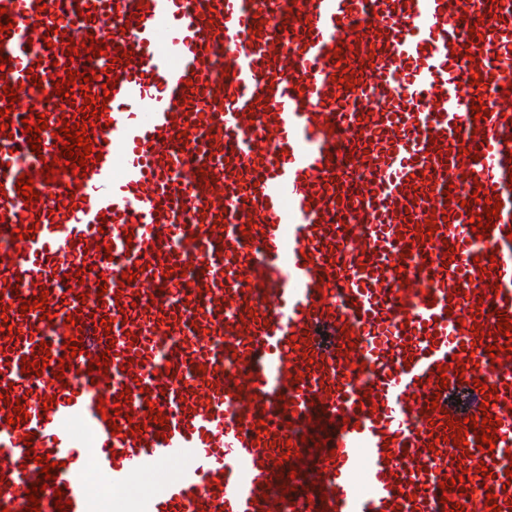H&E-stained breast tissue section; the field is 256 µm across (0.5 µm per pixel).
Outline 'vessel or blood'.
Returning a JSON list of instances; mask_svg holds the SVG:
<instances>
[{
    "instance_id": "1",
    "label": "vessel or blood",
    "mask_w": 512,
    "mask_h": 512,
    "mask_svg": "<svg viewBox=\"0 0 512 512\" xmlns=\"http://www.w3.org/2000/svg\"><path fill=\"white\" fill-rule=\"evenodd\" d=\"M0 8V512L147 473L133 512H512V0ZM88 94V172L47 181ZM485 414L492 455L453 445Z\"/></svg>"
}]
</instances>
